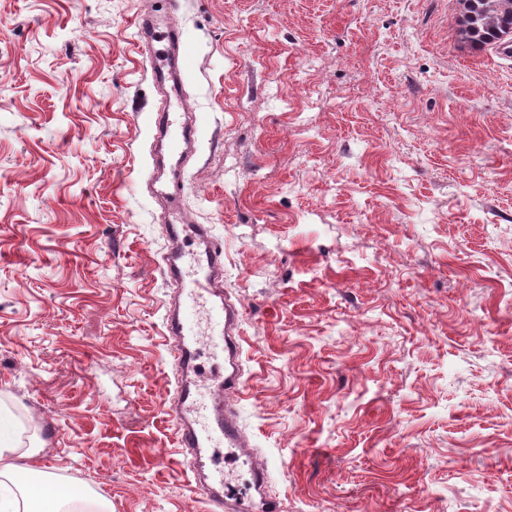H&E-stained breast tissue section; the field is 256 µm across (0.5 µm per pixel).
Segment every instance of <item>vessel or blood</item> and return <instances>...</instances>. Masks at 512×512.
<instances>
[{
	"instance_id": "1",
	"label": "vessel or blood",
	"mask_w": 512,
	"mask_h": 512,
	"mask_svg": "<svg viewBox=\"0 0 512 512\" xmlns=\"http://www.w3.org/2000/svg\"><path fill=\"white\" fill-rule=\"evenodd\" d=\"M135 39L149 62L155 84L164 87L169 107L153 117L154 138L166 143L167 157L155 158L147 185L153 196L167 204L165 236L170 250L163 258V274L175 292V307L166 315V332L172 363L177 372L176 399L171 417L177 445L189 464L195 489L203 491L210 512H282L280 501L264 497L253 501L243 496L227 497L218 484L220 471L209 470L208 449L218 446L242 448L246 438L226 397L240 392L241 311L219 287L216 277L224 270V248L213 240L207 226L192 223L182 212L173 185L181 177L188 158L184 145L194 142L196 123L180 121L183 107L182 79L189 66V50L175 23L166 16L139 15ZM207 305L209 329L200 335L194 319L200 305ZM208 349L218 367L211 374L210 393L202 395L197 380V360Z\"/></svg>"
}]
</instances>
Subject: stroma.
I'll list each match as a JSON object with an SVG mask.
<instances>
[{"label":"stroma","instance_id":"stroma-1","mask_svg":"<svg viewBox=\"0 0 512 512\" xmlns=\"http://www.w3.org/2000/svg\"><path fill=\"white\" fill-rule=\"evenodd\" d=\"M156 0H0V389L112 512H208L170 416ZM457 0H175L180 184L284 512H512V54Z\"/></svg>","mask_w":512,"mask_h":512}]
</instances>
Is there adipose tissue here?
I'll return each instance as SVG.
<instances>
[{"instance_id": "1", "label": "adipose tissue", "mask_w": 512, "mask_h": 512, "mask_svg": "<svg viewBox=\"0 0 512 512\" xmlns=\"http://www.w3.org/2000/svg\"><path fill=\"white\" fill-rule=\"evenodd\" d=\"M77 498L74 487L38 467L35 451L19 452L13 419L0 410V512H67Z\"/></svg>"}]
</instances>
